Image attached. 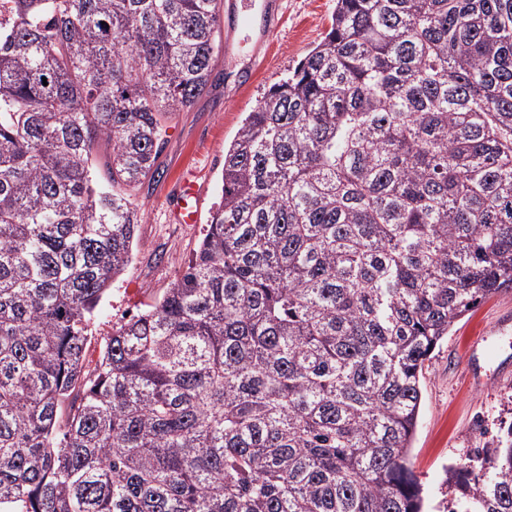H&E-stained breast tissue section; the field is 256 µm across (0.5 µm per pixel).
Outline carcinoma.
<instances>
[{
  "mask_svg": "<svg viewBox=\"0 0 512 512\" xmlns=\"http://www.w3.org/2000/svg\"><path fill=\"white\" fill-rule=\"evenodd\" d=\"M220 3L0 0V512H425V362L512 291V0H336L91 366ZM445 482L512 512V423Z\"/></svg>",
  "mask_w": 512,
  "mask_h": 512,
  "instance_id": "1",
  "label": "carcinoma"
}]
</instances>
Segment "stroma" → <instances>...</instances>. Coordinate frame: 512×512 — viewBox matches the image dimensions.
Returning <instances> with one entry per match:
<instances>
[{
	"label": "stroma",
	"mask_w": 512,
	"mask_h": 512,
	"mask_svg": "<svg viewBox=\"0 0 512 512\" xmlns=\"http://www.w3.org/2000/svg\"><path fill=\"white\" fill-rule=\"evenodd\" d=\"M279 30L266 48V62L250 82L238 78L249 63L254 29L219 33L232 40L233 56L217 54L214 82L192 111L168 122L155 179L144 181L132 201L140 215L132 260L103 302L92 328L88 356L97 359L106 336L127 314H135L169 288L192 258L204 219L221 195L224 149L262 93L324 36L336 0H280ZM195 180L202 223L180 224L172 208L184 180ZM486 337L478 352L484 372L512 364V293L488 298L467 312L426 361L423 408L411 457L422 479L431 512H447L448 466L466 465L475 449L496 434L500 422H512V377L477 387L470 383L464 356L472 342Z\"/></svg>",
	"instance_id": "obj_1"
}]
</instances>
